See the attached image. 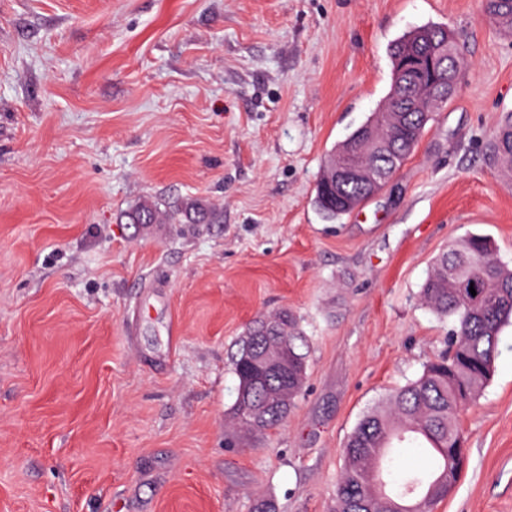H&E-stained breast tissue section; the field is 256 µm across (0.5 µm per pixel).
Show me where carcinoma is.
<instances>
[{
    "instance_id": "cac0c4a2",
    "label": "carcinoma",
    "mask_w": 512,
    "mask_h": 512,
    "mask_svg": "<svg viewBox=\"0 0 512 512\" xmlns=\"http://www.w3.org/2000/svg\"><path fill=\"white\" fill-rule=\"evenodd\" d=\"M488 20L512 29V0H484ZM448 61H442L443 46ZM391 86L384 108L372 113L330 156L352 152L372 171L396 170L425 133L441 81L454 83L465 70L457 42L448 29L435 24L414 28L391 46ZM375 131L376 142L365 144L363 130ZM489 160L512 171V114L498 126L489 143ZM383 187V181H336L332 166L315 186L314 203L331 221L352 212ZM181 211L194 224H214L216 213L188 202ZM161 210L144 202L128 213L130 224H157ZM485 235L452 240L435 260L420 289V300L442 319L453 321L447 349L428 361L414 380L391 391L365 413L343 448L344 464L336 482L335 512H433L454 489L466 463L460 418L491 380L499 354L500 335L512 324V268L494 257ZM476 294H471L469 288ZM307 336L294 314L283 309L248 328L233 356L238 382L245 383L232 418L248 432L264 433L280 426L301 391L307 371L303 348ZM276 350L288 357V377L264 375L251 359ZM288 393V401L279 395ZM407 445L433 454L430 470L408 467L393 472L392 448Z\"/></svg>"
}]
</instances>
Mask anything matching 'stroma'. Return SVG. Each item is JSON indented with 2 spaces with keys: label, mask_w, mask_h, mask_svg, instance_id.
Listing matches in <instances>:
<instances>
[{
  "label": "stroma",
  "mask_w": 512,
  "mask_h": 512,
  "mask_svg": "<svg viewBox=\"0 0 512 512\" xmlns=\"http://www.w3.org/2000/svg\"><path fill=\"white\" fill-rule=\"evenodd\" d=\"M483 0H0V512H334L359 419L443 352L419 301L453 239L512 266V32ZM427 23L468 66L393 180L342 219L329 153ZM193 199L217 224H129ZM287 308L308 370L287 421H229L232 356ZM435 512H512V326ZM489 160L494 166L512 171V113L498 126L489 143ZM159 203L144 202L128 213L129 224H159L161 210Z\"/></svg>",
  "instance_id": "35a3bbf8"
}]
</instances>
